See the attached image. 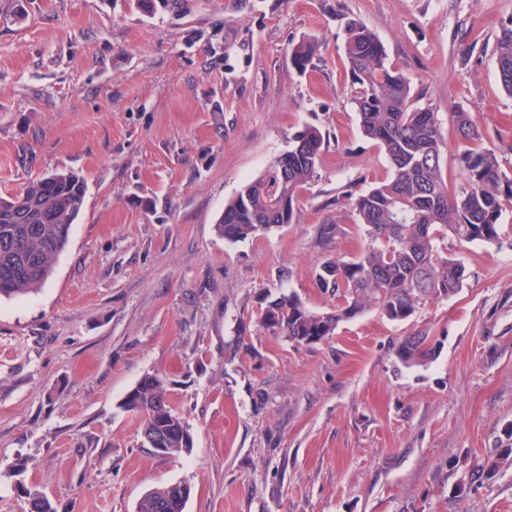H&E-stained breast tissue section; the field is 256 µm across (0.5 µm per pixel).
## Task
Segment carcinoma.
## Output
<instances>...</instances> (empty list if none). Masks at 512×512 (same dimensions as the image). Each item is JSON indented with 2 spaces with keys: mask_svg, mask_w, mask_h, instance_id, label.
<instances>
[{
  "mask_svg": "<svg viewBox=\"0 0 512 512\" xmlns=\"http://www.w3.org/2000/svg\"><path fill=\"white\" fill-rule=\"evenodd\" d=\"M345 32L350 101L363 136L384 150L390 172L352 198L366 245L351 259H328L320 266L317 280L336 291V310L313 311L294 294L266 299L260 307L262 327L299 343L321 342L341 322L371 308L390 321H405L421 305L448 296V289L462 288L466 268L441 242L446 237L495 241L503 211L512 204V181L494 150L482 146L483 133L474 116L463 109L453 113V127L464 184L458 191L449 189L442 169L446 142L434 112L416 104L411 79L393 65L370 29L350 19ZM317 50L314 39L295 45V68L306 70ZM494 66L499 84L512 96V18L500 26ZM323 144L316 128L295 136L288 156H279L271 173L246 184L225 204L239 221L218 219V234L236 243L294 223L298 195L316 173ZM85 195L82 177L55 171L28 183L17 195L0 197V298L28 294L48 280ZM437 349L428 334L419 333L399 341L396 357L410 367L434 358ZM122 407L140 416L144 443L164 449L163 456L193 447L188 426L170 407L162 380L142 377ZM188 499L184 484H168L143 494L136 512H185Z\"/></svg>",
  "mask_w": 512,
  "mask_h": 512,
  "instance_id": "cac0c4a2",
  "label": "carcinoma"
}]
</instances>
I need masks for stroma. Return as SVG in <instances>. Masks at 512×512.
I'll list each match as a JSON object with an SVG mask.
<instances>
[{
  "instance_id": "stroma-1",
  "label": "stroma",
  "mask_w": 512,
  "mask_h": 512,
  "mask_svg": "<svg viewBox=\"0 0 512 512\" xmlns=\"http://www.w3.org/2000/svg\"><path fill=\"white\" fill-rule=\"evenodd\" d=\"M510 16L512 0H0V196L58 170L86 184L50 278L0 300V512H27L22 483L56 512H135L179 481L186 512H512L511 210L493 243L447 240L464 286L408 320L372 309L314 344L257 321L268 294L335 310L316 271L364 245L348 198L389 171L350 104L346 21L412 77L459 187L461 108L512 179L494 69ZM308 127L325 143L294 223L224 241L225 204ZM420 331L436 358L401 366ZM150 374L193 436L175 458L121 406ZM318 50L315 39H304L291 50L292 63L299 71H305Z\"/></svg>"
}]
</instances>
